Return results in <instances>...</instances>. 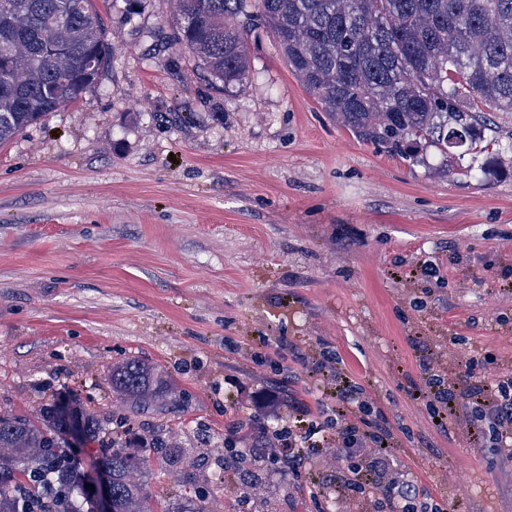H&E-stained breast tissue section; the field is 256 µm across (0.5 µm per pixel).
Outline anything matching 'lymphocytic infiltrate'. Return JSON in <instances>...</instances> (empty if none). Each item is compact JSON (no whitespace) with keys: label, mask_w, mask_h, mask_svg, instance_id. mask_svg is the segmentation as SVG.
Segmentation results:
<instances>
[{"label":"lymphocytic infiltrate","mask_w":512,"mask_h":512,"mask_svg":"<svg viewBox=\"0 0 512 512\" xmlns=\"http://www.w3.org/2000/svg\"><path fill=\"white\" fill-rule=\"evenodd\" d=\"M320 369L336 400V432L328 442L336 447L338 459L353 464L348 486L360 492L380 491L398 512H440L439 504L425 496L416 480L395 468L387 448L390 431L359 428L358 418L372 407L365 389L350 380L340 362L321 364ZM420 369L423 385L417 395L431 408L433 418L447 419L460 403H467L472 413L469 432L474 447H512L511 375L489 387L475 380L473 370L468 369L462 384L456 385L449 383L433 363L421 362Z\"/></svg>","instance_id":"lymphocytic-infiltrate-1"}]
</instances>
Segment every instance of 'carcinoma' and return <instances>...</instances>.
I'll use <instances>...</instances> for the list:
<instances>
[{"mask_svg": "<svg viewBox=\"0 0 512 512\" xmlns=\"http://www.w3.org/2000/svg\"><path fill=\"white\" fill-rule=\"evenodd\" d=\"M258 18L288 67L342 128L413 165L437 151L449 166L491 130L481 107L512 112V0H176L173 39L212 83L249 78L247 31ZM111 43L93 0H0V146L96 84ZM112 392L136 406L176 393L155 365L131 358L111 369ZM83 441L102 421L77 401L36 417L0 415V512H90L84 470L68 458V421ZM172 472L179 443L157 439ZM93 461L112 486L111 512H148L136 457L117 439Z\"/></svg>", "mask_w": 512, "mask_h": 512, "instance_id": "cac0c4a2", "label": "carcinoma"}]
</instances>
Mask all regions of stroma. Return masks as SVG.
<instances>
[{
  "mask_svg": "<svg viewBox=\"0 0 512 512\" xmlns=\"http://www.w3.org/2000/svg\"><path fill=\"white\" fill-rule=\"evenodd\" d=\"M112 55L98 83L0 147V412L78 394L125 439L176 438L195 461L143 471L150 512H241L224 459L267 418L240 386L288 396L295 431L335 401L337 354L390 455L446 512H512V467L473 448L465 409L433 424L419 361L450 380L512 372V113L493 174H433L358 141L308 93L273 32L248 35L250 76L222 89L171 33L169 0H95ZM219 104L222 117L211 112ZM438 264L440 280L420 273ZM161 368L175 400L132 409L113 363ZM261 465L264 512H372L325 468Z\"/></svg>",
  "mask_w": 512,
  "mask_h": 512,
  "instance_id": "1",
  "label": "stroma"
}]
</instances>
